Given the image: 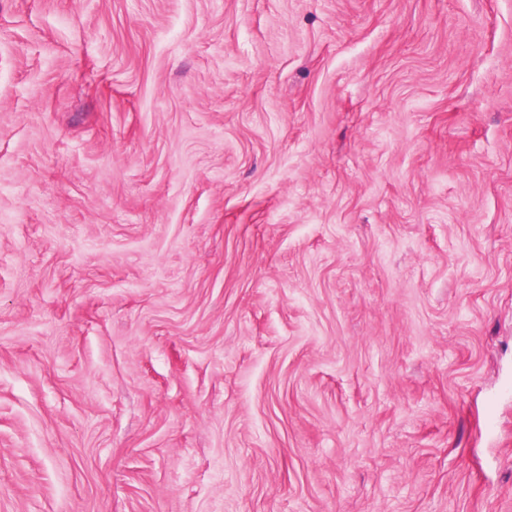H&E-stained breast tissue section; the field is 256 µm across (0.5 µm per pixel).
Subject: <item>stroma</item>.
<instances>
[{
  "label": "stroma",
  "instance_id": "obj_1",
  "mask_svg": "<svg viewBox=\"0 0 512 512\" xmlns=\"http://www.w3.org/2000/svg\"><path fill=\"white\" fill-rule=\"evenodd\" d=\"M0 512H512V0H0Z\"/></svg>",
  "mask_w": 512,
  "mask_h": 512
}]
</instances>
